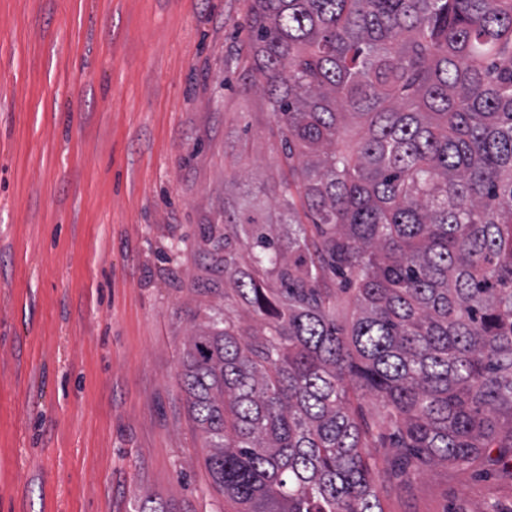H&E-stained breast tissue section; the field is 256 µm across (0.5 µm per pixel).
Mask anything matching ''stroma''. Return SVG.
<instances>
[{
    "label": "stroma",
    "mask_w": 512,
    "mask_h": 512,
    "mask_svg": "<svg viewBox=\"0 0 512 512\" xmlns=\"http://www.w3.org/2000/svg\"><path fill=\"white\" fill-rule=\"evenodd\" d=\"M251 4L0 0V512L234 510L180 374L224 315L225 199L265 220L290 177ZM479 472L388 481L383 512H512Z\"/></svg>",
    "instance_id": "stroma-1"
}]
</instances>
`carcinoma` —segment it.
I'll return each instance as SVG.
<instances>
[{"label":"carcinoma","instance_id":"obj_1","mask_svg":"<svg viewBox=\"0 0 512 512\" xmlns=\"http://www.w3.org/2000/svg\"><path fill=\"white\" fill-rule=\"evenodd\" d=\"M249 30L292 179L276 222L224 225L242 314L184 349L214 485L238 512H383L419 467L512 477V0H252Z\"/></svg>","mask_w":512,"mask_h":512}]
</instances>
